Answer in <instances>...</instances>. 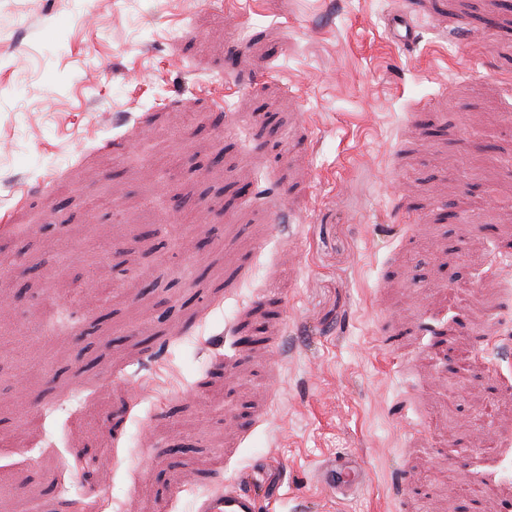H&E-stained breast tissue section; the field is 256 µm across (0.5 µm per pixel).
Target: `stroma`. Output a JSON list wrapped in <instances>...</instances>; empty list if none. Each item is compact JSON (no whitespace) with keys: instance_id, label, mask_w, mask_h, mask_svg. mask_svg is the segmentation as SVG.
<instances>
[{"instance_id":"35a3bbf8","label":"stroma","mask_w":512,"mask_h":512,"mask_svg":"<svg viewBox=\"0 0 512 512\" xmlns=\"http://www.w3.org/2000/svg\"><path fill=\"white\" fill-rule=\"evenodd\" d=\"M500 3L0 0V512H512ZM316 480L336 497L346 496L363 486L364 472L357 460L343 454L320 464L316 470ZM256 496L241 486H225L203 499L197 512H257Z\"/></svg>"}]
</instances>
